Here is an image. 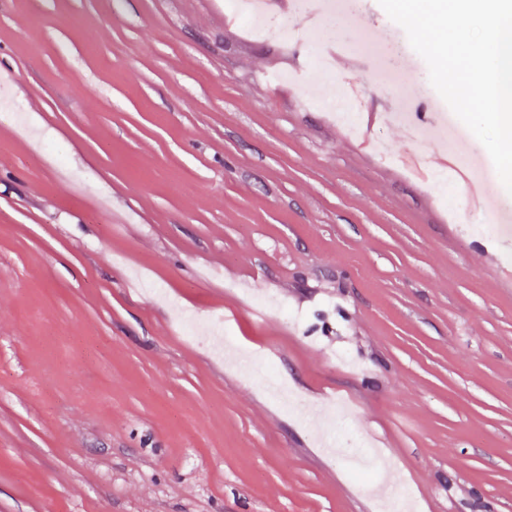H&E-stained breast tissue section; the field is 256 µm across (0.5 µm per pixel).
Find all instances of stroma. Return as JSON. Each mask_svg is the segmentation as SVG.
<instances>
[{
  "label": "stroma",
  "instance_id": "1",
  "mask_svg": "<svg viewBox=\"0 0 512 512\" xmlns=\"http://www.w3.org/2000/svg\"><path fill=\"white\" fill-rule=\"evenodd\" d=\"M224 2L0 0V512H381L372 446L412 512H512V194L313 106L392 105L381 29L434 116L378 0L329 74Z\"/></svg>",
  "mask_w": 512,
  "mask_h": 512
}]
</instances>
